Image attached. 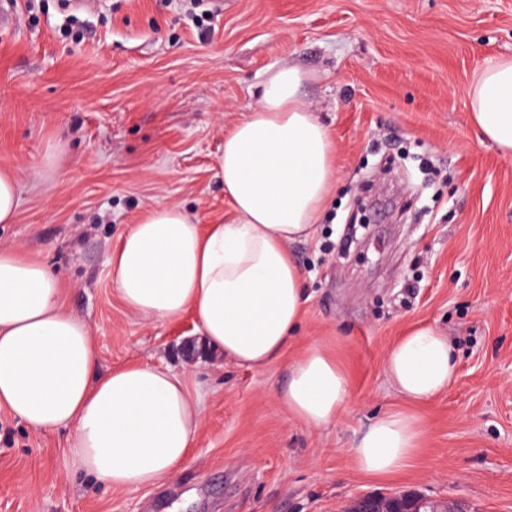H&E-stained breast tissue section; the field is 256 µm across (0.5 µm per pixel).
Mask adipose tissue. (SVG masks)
<instances>
[{
    "instance_id": "1",
    "label": "adipose tissue",
    "mask_w": 512,
    "mask_h": 512,
    "mask_svg": "<svg viewBox=\"0 0 512 512\" xmlns=\"http://www.w3.org/2000/svg\"><path fill=\"white\" fill-rule=\"evenodd\" d=\"M306 73L271 69L258 107L224 136L219 161L230 222L204 226L176 204L149 209L110 259L131 312L173 321L193 314L226 360L261 368L280 357L309 297L288 246L312 237L337 181L329 129L306 107ZM468 96L483 136L512 157V58L476 75ZM453 345L432 326L408 331L384 356L397 390L423 401L456 373ZM349 381L335 357L309 346L289 368L280 400L319 429L336 420ZM30 429L72 430V465L113 488L157 484L186 459L202 420L181 377L150 365L97 372L91 327L67 312L47 265L0 249V408ZM415 419L378 416L351 450L365 476L399 475L421 444Z\"/></svg>"
}]
</instances>
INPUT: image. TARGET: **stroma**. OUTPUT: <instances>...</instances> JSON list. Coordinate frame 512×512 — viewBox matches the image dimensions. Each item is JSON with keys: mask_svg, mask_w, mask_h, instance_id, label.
<instances>
[{"mask_svg": "<svg viewBox=\"0 0 512 512\" xmlns=\"http://www.w3.org/2000/svg\"><path fill=\"white\" fill-rule=\"evenodd\" d=\"M0 22V169L18 184L0 249L48 264L85 320L99 372L141 363L179 375L203 421L157 485L117 490L70 465L71 428L35 432L0 410V512H346L368 494L512 512V158L469 118L474 73L512 57V0H14ZM329 127L338 181L314 238L291 251L310 299L296 336L262 369L195 349L192 315L125 308L109 259L159 204L228 218L224 135L283 64ZM435 326L457 374L407 402L383 357ZM349 378L320 429L278 400L309 345ZM414 416L422 445L398 476L353 466L380 414Z\"/></svg>", "mask_w": 512, "mask_h": 512, "instance_id": "obj_1", "label": "stroma"}]
</instances>
